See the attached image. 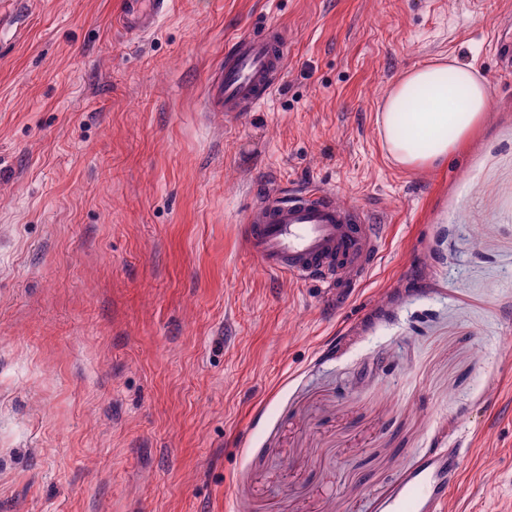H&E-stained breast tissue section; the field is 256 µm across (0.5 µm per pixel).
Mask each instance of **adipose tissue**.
<instances>
[{
  "label": "adipose tissue",
  "mask_w": 512,
  "mask_h": 512,
  "mask_svg": "<svg viewBox=\"0 0 512 512\" xmlns=\"http://www.w3.org/2000/svg\"><path fill=\"white\" fill-rule=\"evenodd\" d=\"M489 110L488 84L475 70L441 60L426 62L392 84L379 130L394 162L418 168L455 150Z\"/></svg>",
  "instance_id": "ef3b65f1"
}]
</instances>
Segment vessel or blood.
<instances>
[{
	"label": "vessel or blood",
	"mask_w": 512,
	"mask_h": 512,
	"mask_svg": "<svg viewBox=\"0 0 512 512\" xmlns=\"http://www.w3.org/2000/svg\"><path fill=\"white\" fill-rule=\"evenodd\" d=\"M175 0H124L117 28L133 39L154 34ZM288 36L280 26L233 41L208 84L211 107L237 116L268 100L288 55ZM386 226L367 213L340 203L318 186L289 194L270 190L247 214L242 234L246 252L268 274L318 283L337 297L355 294L369 280L383 254ZM464 453L445 448L423 457L377 499L375 512H444L458 482Z\"/></svg>",
	"instance_id": "1"
}]
</instances>
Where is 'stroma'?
<instances>
[{
    "mask_svg": "<svg viewBox=\"0 0 512 512\" xmlns=\"http://www.w3.org/2000/svg\"><path fill=\"white\" fill-rule=\"evenodd\" d=\"M0 0V512H372L463 448L446 512H512V0ZM276 24L288 65L239 119L205 86ZM454 55L491 110L432 170L381 99ZM318 183L388 225L334 301L264 272L245 212ZM174 5L175 0H124L115 25L130 38H147L157 31Z\"/></svg>",
    "mask_w": 512,
    "mask_h": 512,
    "instance_id": "stroma-1",
    "label": "stroma"
}]
</instances>
